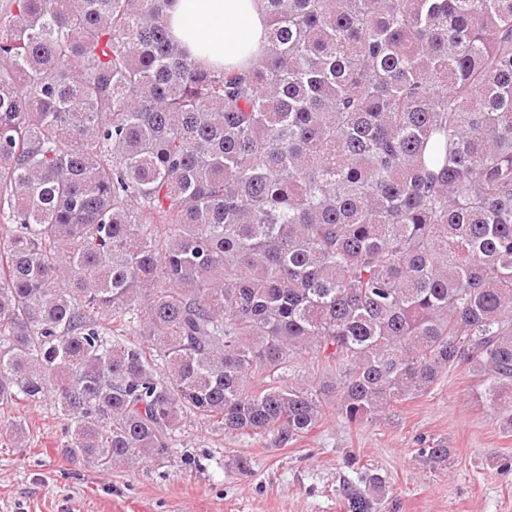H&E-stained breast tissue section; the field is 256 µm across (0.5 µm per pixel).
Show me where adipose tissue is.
Masks as SVG:
<instances>
[{
  "label": "adipose tissue",
  "mask_w": 512,
  "mask_h": 512,
  "mask_svg": "<svg viewBox=\"0 0 512 512\" xmlns=\"http://www.w3.org/2000/svg\"><path fill=\"white\" fill-rule=\"evenodd\" d=\"M246 23L249 44L237 28ZM172 34L206 63H237L244 54H258L267 25L259 0H176L169 12Z\"/></svg>",
  "instance_id": "1"
}]
</instances>
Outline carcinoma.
<instances>
[{"instance_id": "obj_1", "label": "carcinoma", "mask_w": 512, "mask_h": 512, "mask_svg": "<svg viewBox=\"0 0 512 512\" xmlns=\"http://www.w3.org/2000/svg\"><path fill=\"white\" fill-rule=\"evenodd\" d=\"M169 6L0 0V406L53 394L110 470L191 416L286 448L461 369L511 432L512 0H262L219 67Z\"/></svg>"}]
</instances>
